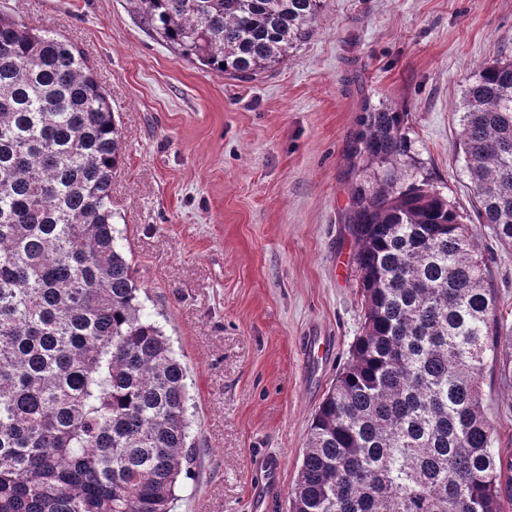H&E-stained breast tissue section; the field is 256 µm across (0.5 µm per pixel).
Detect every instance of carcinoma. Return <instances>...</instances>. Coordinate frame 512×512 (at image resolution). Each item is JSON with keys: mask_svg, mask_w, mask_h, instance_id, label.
Returning <instances> with one entry per match:
<instances>
[{"mask_svg": "<svg viewBox=\"0 0 512 512\" xmlns=\"http://www.w3.org/2000/svg\"><path fill=\"white\" fill-rule=\"evenodd\" d=\"M327 0H129L181 55L238 79L284 60ZM369 173L345 217L364 311L308 427L290 512H512L486 373L512 326L467 216L407 113L361 107ZM478 222L512 246V61L460 111ZM112 100L69 41L0 14V512H171L192 459L186 369L115 236Z\"/></svg>", "mask_w": 512, "mask_h": 512, "instance_id": "obj_1", "label": "carcinoma"}]
</instances>
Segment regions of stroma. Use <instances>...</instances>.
I'll return each mask as SVG.
<instances>
[{"label":"stroma","mask_w":512,"mask_h":512,"mask_svg":"<svg viewBox=\"0 0 512 512\" xmlns=\"http://www.w3.org/2000/svg\"><path fill=\"white\" fill-rule=\"evenodd\" d=\"M93 62L125 150L112 210L137 280L187 370L193 462L173 512H289L307 427L363 312L344 222L362 103L407 113L441 191L471 207L454 114L478 63L512 59V0H328L310 37L254 79L214 73L156 40L128 0H0ZM512 320V247L478 223ZM512 454V375L483 386ZM262 467L265 469V472L268 476V482L266 484V487L262 489L259 493H256L251 502V510L252 512H260L262 507L264 506L267 493L269 490L274 489L277 487V478L279 476L280 472V466L279 464L271 457H265L263 458Z\"/></svg>","instance_id":"stroma-1"}]
</instances>
